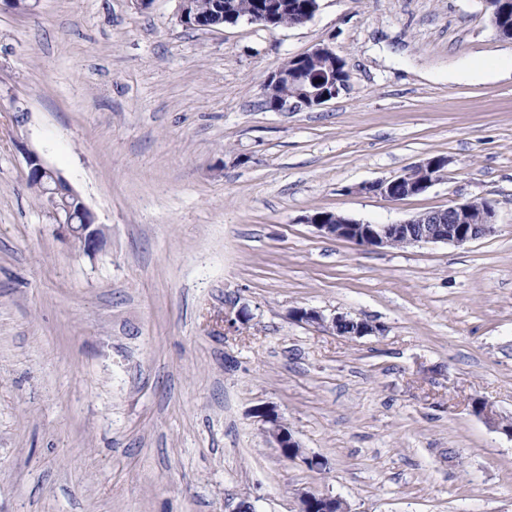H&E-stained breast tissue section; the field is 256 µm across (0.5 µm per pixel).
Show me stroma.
<instances>
[{
	"mask_svg": "<svg viewBox=\"0 0 512 512\" xmlns=\"http://www.w3.org/2000/svg\"><path fill=\"white\" fill-rule=\"evenodd\" d=\"M0 0V512H512V39L486 0H320L269 30L188 29L177 0ZM350 75L272 112L265 78L315 45ZM502 62L476 81L448 75ZM37 151L103 224L59 237ZM441 155L424 194L352 186ZM492 235L369 250L317 210L377 224L467 200ZM296 308L376 325L350 338ZM276 407L323 470L283 458ZM74 194L81 201L82 224H66L62 220H58L56 225L59 232L72 242L74 247L84 254H93L104 240L105 228L101 224H95L91 211L79 195L76 192ZM297 512H350L348 503L342 498L324 492H301Z\"/></svg>",
	"mask_w": 512,
	"mask_h": 512,
	"instance_id": "obj_1",
	"label": "stroma"
}]
</instances>
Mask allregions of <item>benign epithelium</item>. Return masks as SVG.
Masks as SVG:
<instances>
[{
    "label": "benign epithelium",
    "instance_id": "7a95c632",
    "mask_svg": "<svg viewBox=\"0 0 512 512\" xmlns=\"http://www.w3.org/2000/svg\"><path fill=\"white\" fill-rule=\"evenodd\" d=\"M316 57L336 61V53L327 44H319L310 51L294 57V60L302 64ZM299 83L302 87L301 95L276 99L275 111L296 112L321 108L338 95L334 87L329 91L322 88L319 85V78L313 75L299 76ZM447 164L448 161L443 157H429L392 179L361 183L349 188V192L378 195L390 202L416 197L425 193L438 180ZM26 165L29 175L38 169L46 172L53 179H58V174L49 168L35 151L26 153ZM476 205L478 201L472 200L446 209L424 211L397 224H370L348 217L338 219L327 213L311 215L307 217V223L324 237L350 241L365 248L405 247L419 243H443L463 247L495 231L493 205L488 201L485 202L488 214L480 223L475 224L472 222V207ZM80 210L82 223L67 224L59 220L56 225L59 232L72 242L73 246L84 254H92L103 242L105 228L95 223L94 216L86 205H81ZM292 316L299 322L351 338H361L378 331L377 326L367 321L355 320L342 314H335L328 318L314 309H296L292 311ZM478 416L512 439V419L498 416L488 405L478 413ZM257 417L264 426V432L273 440L281 453L288 454V459H299L312 469L325 466V462L319 457L305 453L300 442L282 422L275 407L259 408ZM298 512H350V507L345 500L336 495L305 491L299 495Z\"/></svg>",
    "mask_w": 512,
    "mask_h": 512
}]
</instances>
